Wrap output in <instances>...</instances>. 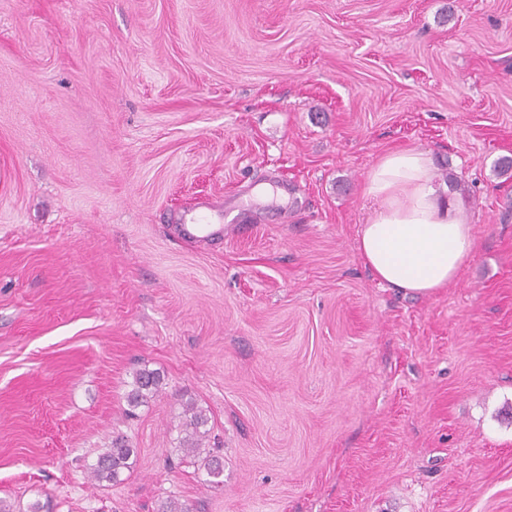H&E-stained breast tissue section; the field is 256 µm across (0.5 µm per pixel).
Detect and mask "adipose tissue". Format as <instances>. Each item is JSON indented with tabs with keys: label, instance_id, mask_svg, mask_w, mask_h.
I'll return each mask as SVG.
<instances>
[{
	"label": "adipose tissue",
	"instance_id": "obj_1",
	"mask_svg": "<svg viewBox=\"0 0 512 512\" xmlns=\"http://www.w3.org/2000/svg\"><path fill=\"white\" fill-rule=\"evenodd\" d=\"M363 194L373 209L359 228L357 252L379 282L415 296L456 282L475 240L469 222L435 185L425 153L383 156Z\"/></svg>",
	"mask_w": 512,
	"mask_h": 512
}]
</instances>
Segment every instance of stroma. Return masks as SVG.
Wrapping results in <instances>:
<instances>
[{
  "instance_id": "obj_1",
  "label": "stroma",
  "mask_w": 512,
  "mask_h": 512,
  "mask_svg": "<svg viewBox=\"0 0 512 512\" xmlns=\"http://www.w3.org/2000/svg\"><path fill=\"white\" fill-rule=\"evenodd\" d=\"M407 148L476 241L421 297L356 249ZM504 157L512 0H0V500L512 512ZM204 197L245 232L178 238ZM188 402L221 487L182 459ZM118 436L134 464L99 485ZM162 381V376L155 370L144 368L137 371L126 397L128 405L138 407L147 403L160 390Z\"/></svg>"
}]
</instances>
